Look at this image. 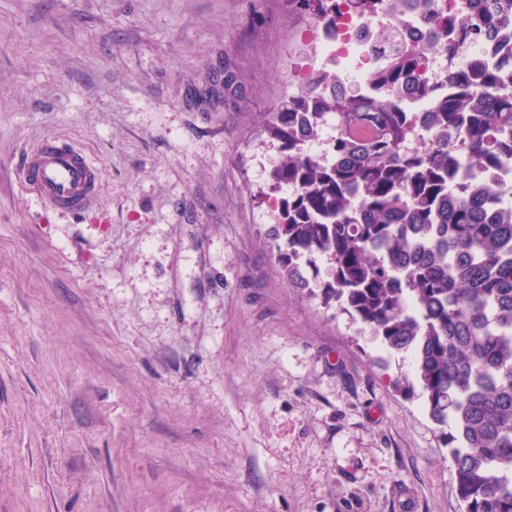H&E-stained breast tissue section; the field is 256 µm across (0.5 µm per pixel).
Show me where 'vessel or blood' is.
Listing matches in <instances>:
<instances>
[{
    "mask_svg": "<svg viewBox=\"0 0 512 512\" xmlns=\"http://www.w3.org/2000/svg\"><path fill=\"white\" fill-rule=\"evenodd\" d=\"M18 179L37 190L47 209L80 213L97 200L101 167L74 141L47 137L24 151Z\"/></svg>",
    "mask_w": 512,
    "mask_h": 512,
    "instance_id": "1",
    "label": "vessel or blood"
}]
</instances>
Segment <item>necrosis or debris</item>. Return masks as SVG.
I'll use <instances>...</instances> for the list:
<instances>
[{"label":"necrosis or debris","mask_w":512,"mask_h":512,"mask_svg":"<svg viewBox=\"0 0 512 512\" xmlns=\"http://www.w3.org/2000/svg\"><path fill=\"white\" fill-rule=\"evenodd\" d=\"M466 0H430L426 13H397L383 6L369 22H361L346 0H336V24L327 28L318 23L306 26L305 48L288 63V85L301 90L312 71L322 68L337 82L370 89L369 76L378 65L376 46L388 39L417 45L426 52L422 75L430 83L442 85L451 71L466 67L494 53L512 52V26L498 30L495 40L480 39L467 43L461 54L452 56L433 43L438 20L461 15Z\"/></svg>","instance_id":"necrosis-or-debris-1"}]
</instances>
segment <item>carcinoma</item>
Returning <instances> with one entry per match:
<instances>
[{
    "label": "carcinoma",
    "instance_id": "carcinoma-1",
    "mask_svg": "<svg viewBox=\"0 0 512 512\" xmlns=\"http://www.w3.org/2000/svg\"><path fill=\"white\" fill-rule=\"evenodd\" d=\"M448 19L447 50L512 25V0H470ZM334 22L335 0H288ZM422 49L389 57L376 83L436 99L426 130L389 99L315 77L262 116L282 163L269 236L288 283L317 288L391 353H409L422 406L453 463L462 512H512V54L448 76V96L419 78ZM335 159L305 145L323 117Z\"/></svg>",
    "mask_w": 512,
    "mask_h": 512
}]
</instances>
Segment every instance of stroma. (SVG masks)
Wrapping results in <instances>:
<instances>
[{"mask_svg":"<svg viewBox=\"0 0 512 512\" xmlns=\"http://www.w3.org/2000/svg\"><path fill=\"white\" fill-rule=\"evenodd\" d=\"M302 31L285 0H0V512H460L408 359L265 235ZM51 135L102 167L82 215L15 176Z\"/></svg>","mask_w":512,"mask_h":512,"instance_id":"obj_1","label":"stroma"}]
</instances>
